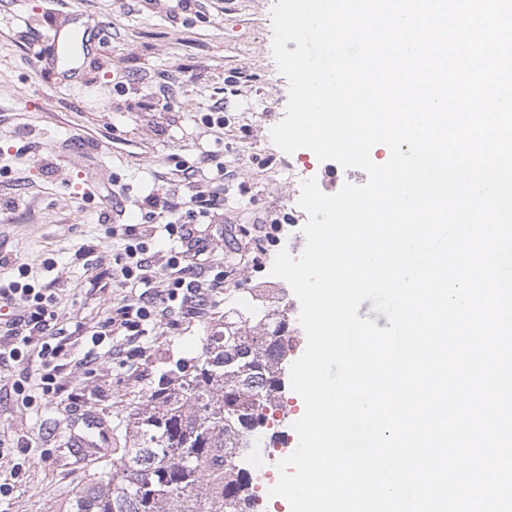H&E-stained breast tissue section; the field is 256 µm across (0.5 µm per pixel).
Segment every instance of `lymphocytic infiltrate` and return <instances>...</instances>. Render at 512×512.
<instances>
[{"label":"lymphocytic infiltrate","instance_id":"obj_1","mask_svg":"<svg viewBox=\"0 0 512 512\" xmlns=\"http://www.w3.org/2000/svg\"><path fill=\"white\" fill-rule=\"evenodd\" d=\"M182 177L160 195H146L142 201L145 219L165 225L172 244L168 249L163 289H155L156 275L150 248L145 241H130L114 258L115 273L137 296L123 299L113 307L93 342L107 336H123L138 342L156 329L176 327L180 322L210 310L224 288L223 274L212 273L204 257L214 249L211 238L198 235L197 225L212 223L224 208V176L200 178L198 169L185 166ZM0 305L9 307L4 325L14 343L11 358L36 348L46 366L39 380L46 395L66 389L64 367L59 359L67 352L66 332L57 325L53 299L43 289L18 280L0 279Z\"/></svg>","mask_w":512,"mask_h":512}]
</instances>
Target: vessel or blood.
Segmentation results:
<instances>
[{
    "mask_svg": "<svg viewBox=\"0 0 512 512\" xmlns=\"http://www.w3.org/2000/svg\"><path fill=\"white\" fill-rule=\"evenodd\" d=\"M100 36V25L84 23L76 16L70 28L51 26L38 53L56 77L79 79L85 74L86 63L100 53Z\"/></svg>",
    "mask_w": 512,
    "mask_h": 512,
    "instance_id": "obj_1",
    "label": "vessel or blood"
}]
</instances>
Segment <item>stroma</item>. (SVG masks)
I'll return each instance as SVG.
<instances>
[{
  "label": "stroma",
  "instance_id": "obj_1",
  "mask_svg": "<svg viewBox=\"0 0 512 512\" xmlns=\"http://www.w3.org/2000/svg\"><path fill=\"white\" fill-rule=\"evenodd\" d=\"M275 2L200 0L197 11L178 14L174 0H0V148L7 152L0 160V197L21 201L19 209L0 212V273L14 277L23 266L28 283L50 289L58 321L70 334L67 380L84 394L76 404L44 396L36 352L0 359V442L28 449L31 457L17 473L12 459L0 457V479L13 486L0 512H60L106 460L85 451L84 439L105 435L118 447V422L145 401L163 371L176 360H192L203 337L224 322L219 304L206 317L143 338L145 369L137 377L120 364L121 337L92 344V331L130 294L112 276L124 229L149 243L166 236L163 225L144 223L142 198L164 192L183 163L202 164L205 175L214 176L202 159L220 150L233 177L224 183L223 221L208 227L217 244L211 265L223 272L225 288L238 291L260 282L264 265L287 247L286 233H278L258 264L244 247L257 218L287 217L289 196L301 193L300 182L287 183L281 171L293 165L303 179L323 181L326 164L313 151L288 154L271 139L289 94L272 54ZM59 9L102 24L101 52L76 85L60 83L33 60V43L47 34ZM232 69L256 79L228 97L224 117L231 133L218 146L197 115L217 100ZM116 72L133 75L143 88L167 83L168 96L155 111H140L136 95L113 91ZM104 187L120 193L118 221L108 218L111 200L97 195ZM87 353L88 364L82 361ZM282 401L291 413L271 426L281 435L267 449L272 474L291 454L292 424L304 412L292 388Z\"/></svg>",
  "mask_w": 512,
  "mask_h": 512
}]
</instances>
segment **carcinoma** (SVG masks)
Returning a JSON list of instances; mask_svg holds the SVG:
<instances>
[{"mask_svg": "<svg viewBox=\"0 0 512 512\" xmlns=\"http://www.w3.org/2000/svg\"><path fill=\"white\" fill-rule=\"evenodd\" d=\"M288 322L226 310L193 364L169 369L118 424L117 462L91 475L62 512H256L238 436L259 439L282 398Z\"/></svg>", "mask_w": 512, "mask_h": 512, "instance_id": "1", "label": "carcinoma"}]
</instances>
